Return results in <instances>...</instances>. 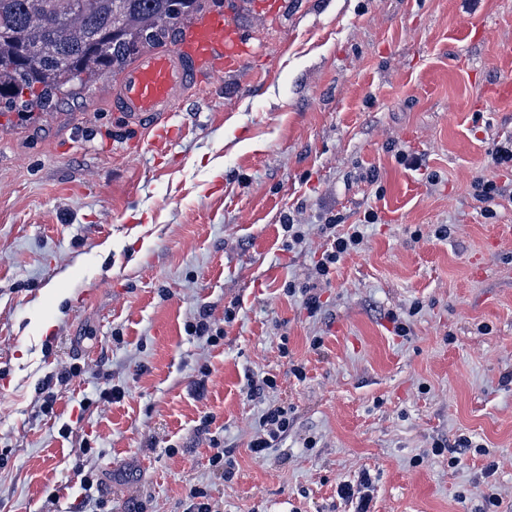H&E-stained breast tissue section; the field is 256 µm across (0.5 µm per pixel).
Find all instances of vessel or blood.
I'll use <instances>...</instances> for the list:
<instances>
[{
    "label": "vessel or blood",
    "instance_id": "1",
    "mask_svg": "<svg viewBox=\"0 0 512 512\" xmlns=\"http://www.w3.org/2000/svg\"><path fill=\"white\" fill-rule=\"evenodd\" d=\"M251 53L249 39L228 14L208 15L173 48L150 51L127 69L113 92L112 109L152 131L153 148L165 152L175 135L166 123L168 112L206 77L237 72Z\"/></svg>",
    "mask_w": 512,
    "mask_h": 512
}]
</instances>
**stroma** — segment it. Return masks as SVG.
<instances>
[{
	"label": "stroma",
	"mask_w": 512,
	"mask_h": 512,
	"mask_svg": "<svg viewBox=\"0 0 512 512\" xmlns=\"http://www.w3.org/2000/svg\"><path fill=\"white\" fill-rule=\"evenodd\" d=\"M233 19L254 52L171 112L166 156L113 112V77L0 114V512H85V468L112 512H183L194 486L216 512H353L339 487L365 473L368 512H512V171L488 161L512 135L488 94L512 78V0H243ZM479 177L504 190L496 218ZM369 209L309 316L287 287L319 224ZM203 306L219 345L185 330ZM271 403L292 424L258 456ZM473 198L484 205L480 208L482 215L485 218H494L496 212L493 211L491 205L496 198L503 196L502 188L497 185L494 180L485 179L480 177L472 183ZM210 443L214 450L209 459L210 466L213 470L223 474L224 478L231 479L234 475L235 461L231 459L230 455H227V452H224L222 442L217 436H211Z\"/></svg>",
	"instance_id": "1"
}]
</instances>
